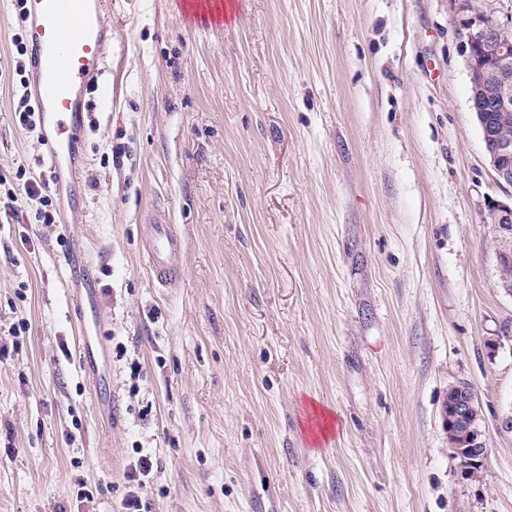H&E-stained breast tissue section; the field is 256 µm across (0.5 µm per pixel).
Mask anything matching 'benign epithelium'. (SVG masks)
Here are the masks:
<instances>
[{"label":"benign epithelium","instance_id":"benign-epithelium-1","mask_svg":"<svg viewBox=\"0 0 512 512\" xmlns=\"http://www.w3.org/2000/svg\"><path fill=\"white\" fill-rule=\"evenodd\" d=\"M470 83V104L496 181L512 188V29L481 12L462 32ZM498 113L490 128L486 113ZM497 239H512V198L491 205ZM479 401L471 385L448 387V448L470 476L477 475L487 453L479 423Z\"/></svg>","mask_w":512,"mask_h":512}]
</instances>
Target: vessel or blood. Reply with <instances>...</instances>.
<instances>
[{
    "label": "vessel or blood",
    "mask_w": 512,
    "mask_h": 512,
    "mask_svg": "<svg viewBox=\"0 0 512 512\" xmlns=\"http://www.w3.org/2000/svg\"><path fill=\"white\" fill-rule=\"evenodd\" d=\"M20 10L29 57L26 92L35 108L52 183L76 220L83 206L75 201V188L87 162L81 146L84 99L88 89L98 86L112 52V30L103 0H22ZM184 253L185 244L170 225H150L144 255L161 285L177 280ZM99 294L95 287L73 293L80 317V366L97 382L108 378L99 368Z\"/></svg>",
    "instance_id": "obj_1"
}]
</instances>
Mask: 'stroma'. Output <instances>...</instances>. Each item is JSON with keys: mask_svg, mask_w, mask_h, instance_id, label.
Returning <instances> with one entry per match:
<instances>
[{"mask_svg": "<svg viewBox=\"0 0 512 512\" xmlns=\"http://www.w3.org/2000/svg\"><path fill=\"white\" fill-rule=\"evenodd\" d=\"M111 0L112 99L87 96L78 232L0 210V512H512V297L460 32L512 0ZM0 0V173L45 184L16 114ZM186 243L159 285L156 214ZM89 267L112 381L79 369L67 275ZM469 383L487 454L448 449ZM153 463L151 458L147 455L141 456L137 459V462L131 468V472H128L127 478L129 482H135L132 486V490L128 491V494L123 502V508L125 512H141L143 508L142 497L144 488L147 485V478L152 472Z\"/></svg>", "mask_w": 512, "mask_h": 512, "instance_id": "obj_1", "label": "stroma"}]
</instances>
